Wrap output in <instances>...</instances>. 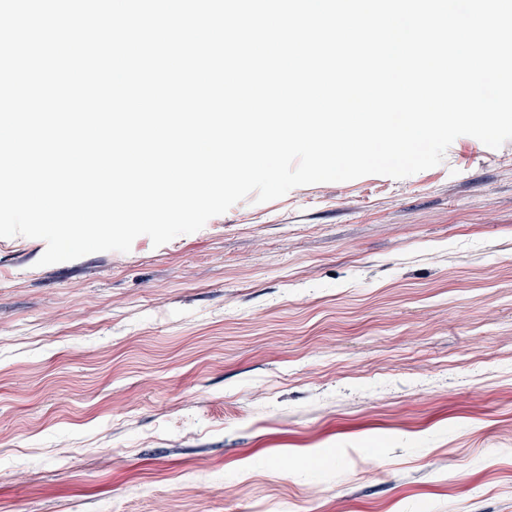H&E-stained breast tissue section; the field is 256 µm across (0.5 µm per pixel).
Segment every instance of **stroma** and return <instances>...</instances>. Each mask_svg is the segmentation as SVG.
Segmentation results:
<instances>
[{"label":"stroma","instance_id":"stroma-1","mask_svg":"<svg viewBox=\"0 0 512 512\" xmlns=\"http://www.w3.org/2000/svg\"><path fill=\"white\" fill-rule=\"evenodd\" d=\"M45 249L0 238V512H512V141Z\"/></svg>","mask_w":512,"mask_h":512}]
</instances>
